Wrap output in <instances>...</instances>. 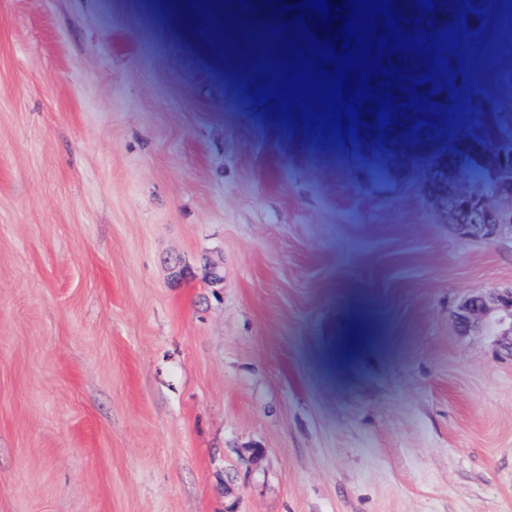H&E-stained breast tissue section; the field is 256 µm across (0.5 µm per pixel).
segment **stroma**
Returning a JSON list of instances; mask_svg holds the SVG:
<instances>
[{
  "label": "stroma",
  "mask_w": 512,
  "mask_h": 512,
  "mask_svg": "<svg viewBox=\"0 0 512 512\" xmlns=\"http://www.w3.org/2000/svg\"><path fill=\"white\" fill-rule=\"evenodd\" d=\"M457 40L512 128V0ZM279 45L254 0H0V512H512V358L455 321L512 241L253 102Z\"/></svg>",
  "instance_id": "35a3bbf8"
}]
</instances>
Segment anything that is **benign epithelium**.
<instances>
[{"label": "benign epithelium", "instance_id": "benign-epithelium-1", "mask_svg": "<svg viewBox=\"0 0 512 512\" xmlns=\"http://www.w3.org/2000/svg\"><path fill=\"white\" fill-rule=\"evenodd\" d=\"M443 0H431V10L425 11L417 0H402L394 11L403 16L420 17L422 21L401 23L404 36L413 37L416 31L430 30L448 19ZM396 68L409 71L393 85L408 86L426 99V106L419 117L404 129L402 143L389 147L370 141L364 142L369 154L378 155L388 169L391 180L417 177L424 196L433 206L448 217V224L466 238L496 239L505 234L512 237V144L503 143L492 149V134L473 129L465 136H456L442 127L435 117L448 111V71L435 69L437 77L418 86L411 79L428 73L430 65L415 51H403L392 56ZM424 126L417 127L418 123ZM458 148H468L480 153L485 165L493 172L491 183L475 182L470 198L460 199L458 172L453 163V153ZM456 323L464 331L476 330L488 336L494 345L512 358V288H493L467 297L456 313Z\"/></svg>", "mask_w": 512, "mask_h": 512}]
</instances>
